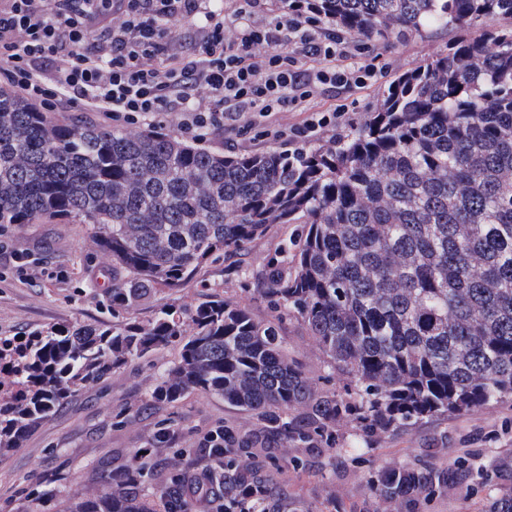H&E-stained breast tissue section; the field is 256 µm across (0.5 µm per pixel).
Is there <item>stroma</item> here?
Here are the masks:
<instances>
[{"instance_id":"35a3bbf8","label":"stroma","mask_w":512,"mask_h":512,"mask_svg":"<svg viewBox=\"0 0 512 512\" xmlns=\"http://www.w3.org/2000/svg\"><path fill=\"white\" fill-rule=\"evenodd\" d=\"M458 36L453 27L430 26L418 35L366 42L360 59L375 66V78L365 87L328 89L308 101V109L341 105L347 112L342 124L320 132L311 147L364 124L400 73L447 51ZM251 120L252 127L238 121L201 143L227 155L282 151L281 143L261 136L264 118L255 113ZM295 232L292 224L271 225L261 238L199 266L180 287L155 286L137 306L116 315L112 291L101 283L112 260L93 247L92 225L70 218L8 226L0 231V339L60 325L146 323L160 311L190 309L219 296L247 308L257 321L277 324L284 353L318 390L343 392L348 375L323 354L299 318L279 315L261 290L268 260ZM18 254L26 258L22 274L15 271ZM179 355V346L172 345L112 370L70 397L21 448L0 456V512H34V499L47 485L59 491L52 512H69L73 497L98 496L104 476L149 447L163 424L175 430L176 438L171 447L155 449V456L184 465L193 463V448L211 429L260 427L257 414L199 391L173 405L148 406L151 392ZM300 454L297 448L279 454L268 471L293 512H383L376 481L384 468L432 464L447 468V489L404 504L400 512H488L492 498L512 496V400L461 416L428 418L369 439L356 422H343L336 427L335 447L322 449L304 468L293 464Z\"/></svg>"}]
</instances>
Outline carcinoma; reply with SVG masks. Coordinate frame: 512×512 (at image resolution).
I'll use <instances>...</instances> for the list:
<instances>
[{
	"label": "carcinoma",
	"instance_id": "carcinoma-1",
	"mask_svg": "<svg viewBox=\"0 0 512 512\" xmlns=\"http://www.w3.org/2000/svg\"><path fill=\"white\" fill-rule=\"evenodd\" d=\"M366 39L457 29L448 51L407 70L374 115L290 163L224 155L151 127L60 123L0 87V227L79 218L112 257V311L154 285L176 288L216 254L301 224L289 262L263 274L275 309L299 317L349 376L321 393L288 361L276 327L216 297L190 315L52 326L0 339V454L65 401L133 358L181 346L147 405L189 390L260 414L259 432L219 426L195 466L112 469L108 491L72 512H157L141 492L167 472L163 512H277L263 448L336 443L354 420L370 438L512 399V0H294ZM499 17L511 24L483 27ZM448 487V469H385V512Z\"/></svg>",
	"mask_w": 512,
	"mask_h": 512
}]
</instances>
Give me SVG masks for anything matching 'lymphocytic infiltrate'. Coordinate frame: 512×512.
<instances>
[{"label": "lymphocytic infiltrate", "mask_w": 512, "mask_h": 512, "mask_svg": "<svg viewBox=\"0 0 512 512\" xmlns=\"http://www.w3.org/2000/svg\"><path fill=\"white\" fill-rule=\"evenodd\" d=\"M121 22L102 40L101 16ZM203 16L204 35L186 56H169L182 38L179 21ZM237 35L224 37V18L203 0H6L0 7V74L46 111L85 101L120 125L163 112L179 117L180 133H220L225 121L255 112L268 118L265 137L302 144L346 118L328 108L300 124L278 121L317 90L362 87L372 65H345L360 45L345 40L321 17L284 7L267 16L259 0H243ZM319 61L299 69L295 54Z\"/></svg>", "instance_id": "1"}]
</instances>
